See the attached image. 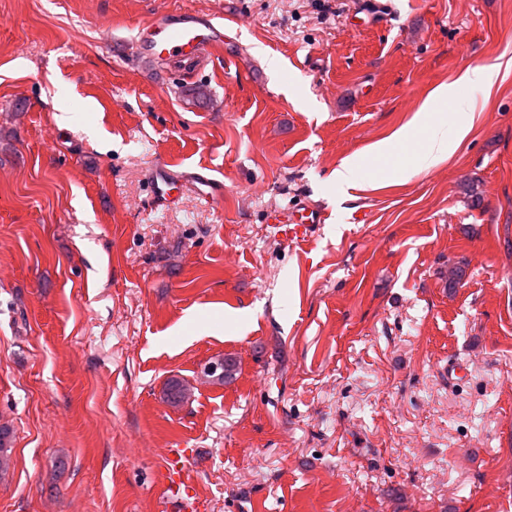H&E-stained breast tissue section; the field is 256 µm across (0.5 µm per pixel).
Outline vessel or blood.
I'll return each mask as SVG.
<instances>
[{
	"mask_svg": "<svg viewBox=\"0 0 512 512\" xmlns=\"http://www.w3.org/2000/svg\"><path fill=\"white\" fill-rule=\"evenodd\" d=\"M224 40L222 25L194 19L186 14L164 13L153 21L139 25L137 48L150 58L176 61L183 66L198 63L209 49ZM320 213L302 208L293 212L284 232L299 242L308 241L318 224L323 223ZM183 449H168L164 458L163 496L167 512H201L193 478L185 467Z\"/></svg>",
	"mask_w": 512,
	"mask_h": 512,
	"instance_id": "vessel-or-blood-1",
	"label": "vessel or blood"
}]
</instances>
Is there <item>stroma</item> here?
<instances>
[{
	"label": "stroma",
	"mask_w": 512,
	"mask_h": 512,
	"mask_svg": "<svg viewBox=\"0 0 512 512\" xmlns=\"http://www.w3.org/2000/svg\"><path fill=\"white\" fill-rule=\"evenodd\" d=\"M165 12L223 48L143 59ZM443 83L454 154L414 134L342 198ZM166 164L222 195L158 201ZM3 423L0 512H163L169 448L207 512H512V0H0ZM439 104L447 106L449 110L458 115L467 116V113L473 112V105L468 98L458 96L454 91V86L442 84L430 92L405 127L373 145L371 154L376 157L388 155L396 144L406 139L407 129L411 127L424 129L428 134L426 147L415 160L419 169H429L448 159L469 133L470 122L469 120L458 121L454 135L449 137L447 123L436 122L432 119V112H435ZM363 166V161L356 156L348 157L342 160L336 170L332 173V180L336 182V186L346 192L348 188L355 187L357 184V176ZM325 218L320 213L310 211L306 208L297 209L288 219L281 232L289 238L298 242H307L315 233L318 225L324 222Z\"/></svg>",
	"instance_id": "stroma-1"
}]
</instances>
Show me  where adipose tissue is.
Wrapping results in <instances>:
<instances>
[{
	"mask_svg": "<svg viewBox=\"0 0 512 512\" xmlns=\"http://www.w3.org/2000/svg\"><path fill=\"white\" fill-rule=\"evenodd\" d=\"M447 106L452 112L461 116L455 127L447 123L434 121L432 118L437 106ZM473 105L467 98L458 96L453 86L443 84L433 89L409 122L408 128L399 129L388 138L376 143L371 149L373 156L388 155L393 147L407 137L408 129H423L427 132L424 151L415 160L418 168L427 169L446 159L456 150L470 131L466 115L472 112Z\"/></svg>",
	"mask_w": 512,
	"mask_h": 512,
	"instance_id": "obj_1",
	"label": "adipose tissue"
}]
</instances>
